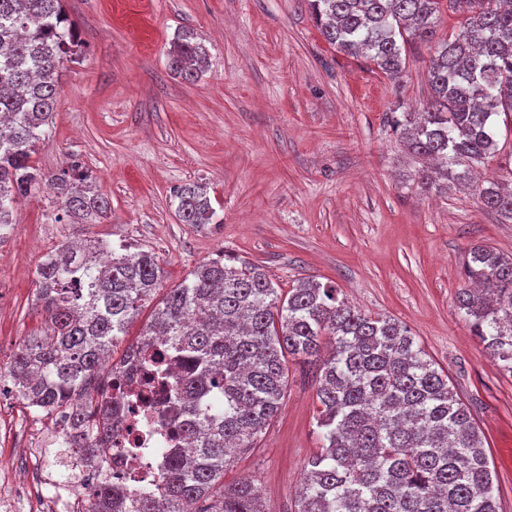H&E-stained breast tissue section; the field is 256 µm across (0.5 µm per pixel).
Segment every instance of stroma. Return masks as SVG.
I'll return each instance as SVG.
<instances>
[{"instance_id":"1","label":"stroma","mask_w":512,"mask_h":512,"mask_svg":"<svg viewBox=\"0 0 512 512\" xmlns=\"http://www.w3.org/2000/svg\"><path fill=\"white\" fill-rule=\"evenodd\" d=\"M84 43L64 63L53 124L34 157L43 171L77 160L112 214L67 219L54 193L21 200L0 245V361L45 327L35 304L41 256L86 237L156 253L164 287L226 251L260 265L281 288L316 277L362 310L398 319L448 374L483 431L500 512H512V375L473 336L457 307L471 247L512 253L501 223L473 191L424 195L390 127L430 96L427 46L406 48L399 80L330 46L304 0H63ZM194 29L208 67L174 74L175 31ZM207 184L220 224L181 223L175 186ZM317 371L289 366L282 407L225 482L261 486L271 512H292L321 446ZM35 420L0 403V481L25 470L64 481L54 449L30 454Z\"/></svg>"}]
</instances>
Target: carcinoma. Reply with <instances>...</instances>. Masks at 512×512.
<instances>
[{
  "instance_id": "carcinoma-1",
  "label": "carcinoma",
  "mask_w": 512,
  "mask_h": 512,
  "mask_svg": "<svg viewBox=\"0 0 512 512\" xmlns=\"http://www.w3.org/2000/svg\"><path fill=\"white\" fill-rule=\"evenodd\" d=\"M507 0H307L324 39L390 79L410 43L434 44L431 97L420 112L393 115L392 128L424 193L471 188L484 208L512 222V187L483 185L474 169L495 157L498 118L512 121V4ZM463 16L436 38L443 10ZM81 42L63 0H0V243L19 200L46 188L78 222L99 223L110 201L74 161L42 171L33 155L53 123L59 69ZM170 67L194 81L208 60L192 29L179 31ZM183 224H221L202 183L173 188ZM469 288L457 295L473 335L512 374V254L471 248ZM164 270L151 250L129 253L88 237L63 243L36 270L46 330L3 367L14 396L48 414L62 410L83 459L112 444L124 394L88 389L101 374L141 369L148 384L175 379L162 402L167 449L161 480L132 499L104 482L88 512H269L250 480L224 482L231 453L253 447L279 412L288 359L319 369L317 427L323 445L308 461L294 512H499L485 437L448 375L426 358L410 329L302 279L283 291L259 266L225 254L190 271L152 313L123 359L108 356ZM332 345L322 356L324 340Z\"/></svg>"
}]
</instances>
